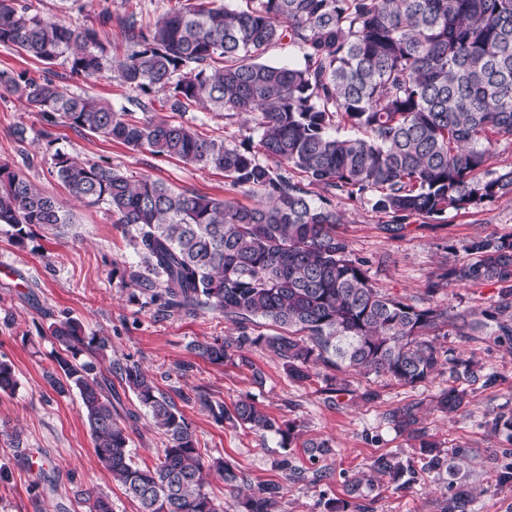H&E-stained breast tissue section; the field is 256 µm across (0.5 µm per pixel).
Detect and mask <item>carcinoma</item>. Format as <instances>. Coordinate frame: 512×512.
Returning <instances> with one entry per match:
<instances>
[{"instance_id":"obj_1","label":"carcinoma","mask_w":512,"mask_h":512,"mask_svg":"<svg viewBox=\"0 0 512 512\" xmlns=\"http://www.w3.org/2000/svg\"><path fill=\"white\" fill-rule=\"evenodd\" d=\"M129 46L116 56L94 28H73L29 13L20 0H0V44L51 65L62 58L85 77L115 71L134 91L165 93L164 107L185 112L196 105L228 117H253L258 139L240 148L170 119L137 120L126 108L69 93L49 77L0 74V87L47 124L101 135L133 150L177 158L224 172L251 199L177 191L149 177L132 179L95 161L64 153L53 157L70 198L107 206L126 228L139 258L128 283L162 317L209 310L238 326L239 336L194 344L196 356L222 364L263 347L288 376L304 381L318 368L341 374H375L411 388L448 366L454 385L435 396L441 412H466L473 386L490 387L497 375L479 361L449 353L437 338H474L488 323L512 349V234L470 241L471 260L438 275L449 283L498 286L492 312L418 307L374 287L368 261L352 256L336 233L344 215L335 199L370 195L375 210L391 217L388 232L420 216L441 219L450 209L477 207L512 194V167L489 169L492 146L512 142V0H176L154 22L131 13L121 27ZM283 42L303 63L269 64L264 56ZM302 176L299 182L282 169ZM73 215L61 201L19 169L0 164V224L15 230L40 225L61 230ZM262 319L275 328L252 331ZM59 346L49 385L75 391L96 457L138 512H219L206 490L210 470L236 486L237 467L209 465L184 412L135 363L109 366L95 358L107 341L88 335L66 317L49 327ZM117 378L165 435L158 463L133 460L127 427L119 419ZM327 401L350 392L325 377ZM12 363L0 361V391L16 389ZM184 403L209 408L215 422L232 420L273 433L283 448L299 424L278 421L245 396L229 412L202 387ZM422 403L390 411L393 429L417 442L420 470L463 482L455 462L421 426ZM512 440V412L487 421ZM314 460L335 454L327 438L304 443ZM371 469L405 487L415 470L391 455ZM362 480L347 484L350 500L330 499L327 512H348L361 497ZM283 486L260 483L243 497V512H276ZM75 496L88 512H113L110 497L94 486ZM471 489L448 497L444 512H472Z\"/></svg>"}]
</instances>
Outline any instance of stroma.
I'll use <instances>...</instances> for the list:
<instances>
[{
  "label": "stroma",
  "instance_id": "1",
  "mask_svg": "<svg viewBox=\"0 0 512 512\" xmlns=\"http://www.w3.org/2000/svg\"><path fill=\"white\" fill-rule=\"evenodd\" d=\"M22 2L42 19L95 28L120 54L125 50L120 27L123 18L134 12L146 20L156 19L175 0ZM0 71L24 72L34 78L48 74L72 93L129 108L138 119L145 114L134 108L135 92L114 72L85 78L72 74L66 61L46 66L3 45ZM178 119L231 147L254 134L252 123L244 117L228 119L223 113L194 106ZM20 129L25 132L21 139L16 136ZM47 129L52 132L48 138L43 135ZM58 152L109 164L128 176L160 180L178 190L241 203L246 200L229 186L223 172L133 150L68 127L48 128L39 113L26 111L15 96L0 88V163L20 168L33 183L65 202L68 192L52 173V157ZM336 204L347 216L337 230L354 257L369 261L372 282L380 292L420 307L435 302L478 313L493 309L498 296L495 285L452 283L432 295L427 286L444 264L468 260L466 246L472 239L512 233V194L476 208L448 211L440 221L409 218L397 237L384 232L389 216L375 211L367 199L343 197ZM72 213L74 223L64 232L34 226L20 242L14 240L11 227L0 226V266L11 269L10 276L0 277V358L13 364L18 378L15 391L0 392V468L9 474L8 481H0V512H88L75 491L89 485L110 495L114 512H137L136 504L125 497L98 461L78 394H57L45 379L58 350L49 326L66 315L82 320L88 334L108 339L107 360L138 362L171 398L203 387L212 402L230 409L239 398L249 395L277 420L300 423L298 438L284 448L273 434L229 421L215 423L202 404L185 407L205 459L230 461L246 478L245 485L233 489L217 473H210L207 489L222 512H240L239 502L247 489L267 480L285 483L277 512H325L326 501L344 498L347 482L369 471L378 456L390 454L406 463H419L421 454L414 441L385 420L386 413L412 400L422 402V425L443 450L450 452L457 446L468 450L472 472L468 483L480 489L473 512H512V484H497L494 472L496 466L512 462V442L491 435L486 426L495 412L512 410V351L495 335L472 340L451 335L443 341L444 347L457 355L477 356L487 370L499 376L495 385L471 394L465 415L451 418L434 406V396L449 385L444 374L415 388L353 374L349 377L350 394L330 405L323 393V378L292 380L267 350L247 351L243 363L234 359L217 365L197 357L194 343L238 336L234 323L211 311L158 316L122 281L124 270L137 265L138 257L111 212L103 206H76ZM256 369L264 375L263 384L253 381ZM368 389L378 391L376 401H361V393ZM121 410L136 415L126 423L135 462L153 465L163 435L133 395H123ZM15 428L21 431L17 444L8 437ZM313 437L331 439L336 449L333 475L320 482L310 480L315 466L303 448ZM285 458L304 469L307 480H284L280 463ZM451 493L447 477L421 472L403 488L386 478L363 486L360 502L368 512H440Z\"/></svg>",
  "mask_w": 512,
  "mask_h": 512
}]
</instances>
